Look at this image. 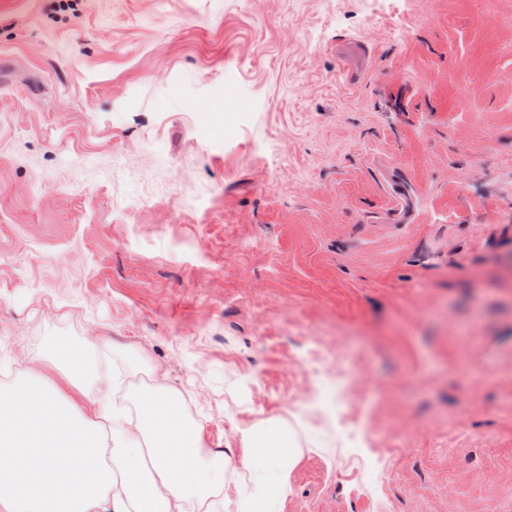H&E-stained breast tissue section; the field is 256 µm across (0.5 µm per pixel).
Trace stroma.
<instances>
[{
  "label": "stroma",
  "mask_w": 512,
  "mask_h": 512,
  "mask_svg": "<svg viewBox=\"0 0 512 512\" xmlns=\"http://www.w3.org/2000/svg\"><path fill=\"white\" fill-rule=\"evenodd\" d=\"M59 341L288 420L272 512H512V0H0V381Z\"/></svg>",
  "instance_id": "stroma-1"
}]
</instances>
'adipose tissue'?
Wrapping results in <instances>:
<instances>
[{
    "label": "adipose tissue",
    "mask_w": 512,
    "mask_h": 512,
    "mask_svg": "<svg viewBox=\"0 0 512 512\" xmlns=\"http://www.w3.org/2000/svg\"><path fill=\"white\" fill-rule=\"evenodd\" d=\"M47 361L61 382L29 372L0 386V512H220L221 499L267 512L287 497L303 455L287 421L240 428L239 449L216 451L173 392L139 394L130 413L85 351L57 346Z\"/></svg>",
    "instance_id": "ef3b65f1"
}]
</instances>
